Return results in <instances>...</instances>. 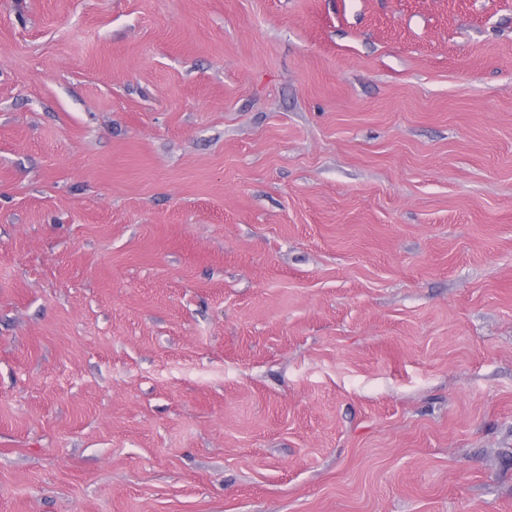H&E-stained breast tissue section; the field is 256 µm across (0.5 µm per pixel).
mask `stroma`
<instances>
[{"mask_svg": "<svg viewBox=\"0 0 512 512\" xmlns=\"http://www.w3.org/2000/svg\"><path fill=\"white\" fill-rule=\"evenodd\" d=\"M0 512H512V0H0Z\"/></svg>", "mask_w": 512, "mask_h": 512, "instance_id": "1", "label": "stroma"}]
</instances>
